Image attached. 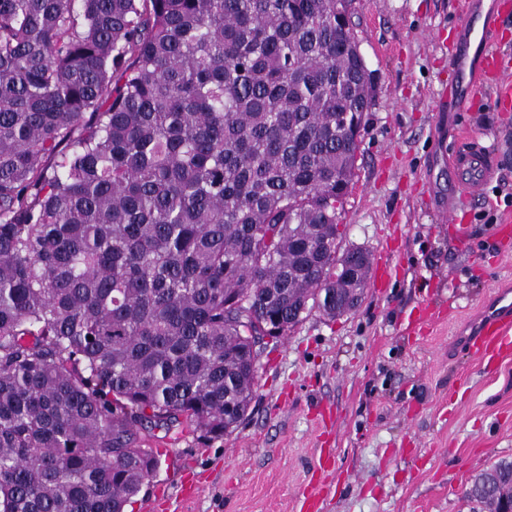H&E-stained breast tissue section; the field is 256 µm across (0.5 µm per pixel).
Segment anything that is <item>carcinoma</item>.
Returning <instances> with one entry per match:
<instances>
[{"label": "carcinoma", "instance_id": "carcinoma-1", "mask_svg": "<svg viewBox=\"0 0 512 512\" xmlns=\"http://www.w3.org/2000/svg\"><path fill=\"white\" fill-rule=\"evenodd\" d=\"M336 0H0V512H123L219 439L336 269L369 80ZM512 460L466 491L512 502Z\"/></svg>", "mask_w": 512, "mask_h": 512}]
</instances>
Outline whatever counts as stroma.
Here are the masks:
<instances>
[{
	"mask_svg": "<svg viewBox=\"0 0 512 512\" xmlns=\"http://www.w3.org/2000/svg\"><path fill=\"white\" fill-rule=\"evenodd\" d=\"M462 0H352L355 36L376 79L354 185L340 212V249L387 251L393 273L366 286L336 319L312 312L269 340L247 419L201 441L155 430L156 472L126 512H298L295 494L325 446L334 458L329 512H470L464 491L495 461L512 458V359L485 373L450 347L496 285L512 288V111L437 109L450 86L448 44ZM500 156L481 197L445 222L448 157L462 132ZM440 311L424 334L413 310ZM330 410L338 424L317 421ZM195 495L183 498L187 484Z\"/></svg>",
	"mask_w": 512,
	"mask_h": 512,
	"instance_id": "obj_1",
	"label": "stroma"
}]
</instances>
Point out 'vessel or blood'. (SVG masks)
<instances>
[{"instance_id": "vessel-or-blood-1", "label": "vessel or blood", "mask_w": 512, "mask_h": 512, "mask_svg": "<svg viewBox=\"0 0 512 512\" xmlns=\"http://www.w3.org/2000/svg\"><path fill=\"white\" fill-rule=\"evenodd\" d=\"M462 30H477L482 47L477 65H470L460 44H453V71L458 91L449 97L451 106H472L487 86L495 88V102L499 109L512 110V81L505 74L512 70V56L501 53L498 42L512 28V0H495L490 14H482L481 0H468L461 15ZM496 153L477 143L464 142L448 158V167L454 175L453 190L448 197L449 209L468 202L479 195L489 172L497 166ZM459 343L466 353L485 369H494L506 357H512V290L498 289L495 304L486 306ZM317 479L301 486L297 492L299 512H325L328 502L325 489L330 473V454L321 452Z\"/></svg>"}]
</instances>
